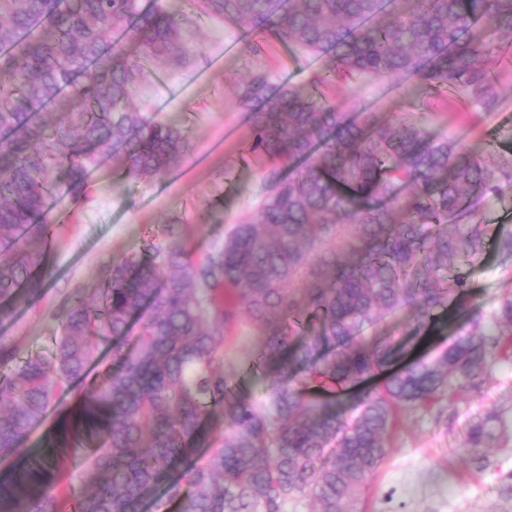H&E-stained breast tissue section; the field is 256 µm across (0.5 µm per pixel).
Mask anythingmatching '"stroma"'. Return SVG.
<instances>
[{
    "label": "stroma",
    "mask_w": 512,
    "mask_h": 512,
    "mask_svg": "<svg viewBox=\"0 0 512 512\" xmlns=\"http://www.w3.org/2000/svg\"><path fill=\"white\" fill-rule=\"evenodd\" d=\"M191 18L197 50L182 66H167L143 78L135 99L144 111L180 121L188 146L179 166L158 178L131 180L105 164L93 173L86 198L58 205L56 212L64 220L53 226L46 286L37 299L18 300L12 320L0 323V336L15 344L19 358L51 354L62 333L57 316L62 299H94L113 262L162 241L167 224L181 226L182 243L198 258L222 244L232 224L257 217L268 163L245 155L250 130L237 105L238 87L256 70L275 82L287 78L304 84L324 62L280 45L256 55L241 45L234 24L197 12ZM230 42L238 48L228 55L224 46ZM489 67L501 76L499 103L489 112L453 94L433 98L381 77L342 82L331 90L330 100L339 109L378 112L392 121L411 115L432 135L455 137L467 147L510 152L512 73L503 74L496 56ZM482 216L489 226L485 252L457 259L450 273L467 282L469 303L487 312L512 294V258H503L496 247L501 234L512 230V190L489 200ZM460 325L451 304L437 309L426 329L401 311L387 316L373 332L401 345L391 363L396 370L434 359L453 342ZM260 341L257 328L243 320L224 344L225 380L255 400L261 399L268 381L266 370L254 362ZM487 399L512 405V362L497 368L484 395H464L456 428H463L465 413ZM78 412L71 385L58 384L53 404L27 439L28 447L43 448L74 425ZM388 442L390 453L369 484L363 512H512V445L489 449L482 466H475L457 450L455 433L437 427L425 411L412 409L399 413Z\"/></svg>",
    "instance_id": "obj_1"
}]
</instances>
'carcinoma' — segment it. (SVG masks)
Listing matches in <instances>:
<instances>
[{
  "mask_svg": "<svg viewBox=\"0 0 512 512\" xmlns=\"http://www.w3.org/2000/svg\"><path fill=\"white\" fill-rule=\"evenodd\" d=\"M185 0H0V322L23 288L47 276L54 202H78L104 160L134 179L175 167L183 128L134 105L150 65H179L192 35ZM266 42L325 58L308 85L249 75L238 96L265 156L255 219L196 261L178 227L146 255L115 261L94 304L63 307L50 356L18 359L0 336V512H141L163 486L180 512H358L407 408L448 420L461 396L487 389L512 358V296L490 310L458 308L471 326L431 362L387 377L348 410L308 395L309 382L351 384L398 352L367 336L412 308L425 326L466 292L441 279L486 244L484 201L512 187V153L477 157L412 119L341 112L323 89L356 76L390 77L430 94L446 90L485 110L497 103L488 60L512 56V0H190ZM140 323L126 344L132 319ZM257 325L260 364L276 376L261 401L224 380V342L238 322ZM119 369L90 378L103 346ZM76 386L79 447L105 432L84 467L46 482L47 453L24 444L54 401ZM512 442V406L466 419L460 447L476 463Z\"/></svg>",
  "mask_w": 512,
  "mask_h": 512,
  "instance_id": "cac0c4a2",
  "label": "carcinoma"
}]
</instances>
